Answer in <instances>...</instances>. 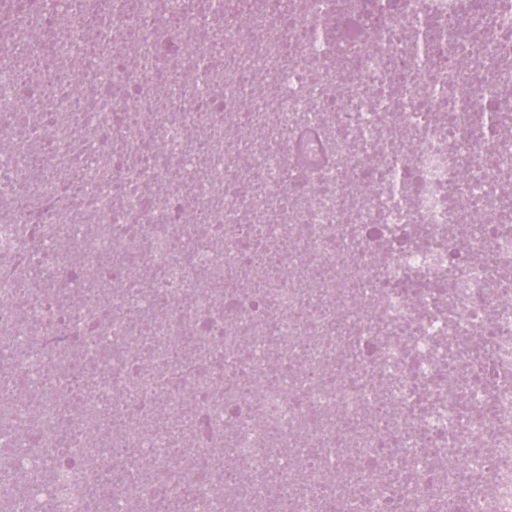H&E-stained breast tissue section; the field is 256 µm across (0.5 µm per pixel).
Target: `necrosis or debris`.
Listing matches in <instances>:
<instances>
[{
  "label": "necrosis or debris",
  "mask_w": 512,
  "mask_h": 512,
  "mask_svg": "<svg viewBox=\"0 0 512 512\" xmlns=\"http://www.w3.org/2000/svg\"><path fill=\"white\" fill-rule=\"evenodd\" d=\"M492 114L512 0H0L10 512H512Z\"/></svg>",
  "instance_id": "necrosis-or-debris-1"
}]
</instances>
